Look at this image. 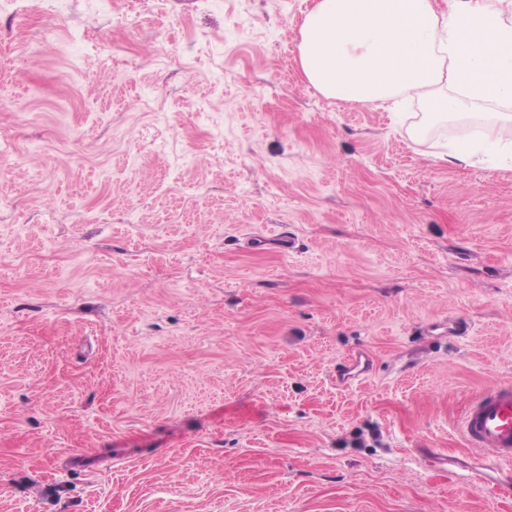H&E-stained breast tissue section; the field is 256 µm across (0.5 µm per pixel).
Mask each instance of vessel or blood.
Wrapping results in <instances>:
<instances>
[{"label": "vessel or blood", "mask_w": 512, "mask_h": 512, "mask_svg": "<svg viewBox=\"0 0 512 512\" xmlns=\"http://www.w3.org/2000/svg\"><path fill=\"white\" fill-rule=\"evenodd\" d=\"M471 446L488 449L495 460L512 461V383L497 385L466 407L460 421Z\"/></svg>", "instance_id": "vessel-or-blood-1"}]
</instances>
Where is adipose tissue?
Returning <instances> with one entry per match:
<instances>
[{
	"label": "adipose tissue",
	"mask_w": 512,
	"mask_h": 512,
	"mask_svg": "<svg viewBox=\"0 0 512 512\" xmlns=\"http://www.w3.org/2000/svg\"><path fill=\"white\" fill-rule=\"evenodd\" d=\"M307 81L341 102L425 101L462 119L512 102V0H316L299 29Z\"/></svg>",
	"instance_id": "adipose-tissue-1"
}]
</instances>
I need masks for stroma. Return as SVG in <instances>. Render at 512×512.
<instances>
[{
  "label": "stroma",
  "instance_id": "35a3bbf8",
  "mask_svg": "<svg viewBox=\"0 0 512 512\" xmlns=\"http://www.w3.org/2000/svg\"><path fill=\"white\" fill-rule=\"evenodd\" d=\"M316 0H0V512H512L488 115L324 96ZM479 146L469 139L455 140L448 146V152L437 157V160L451 165L470 164L476 156ZM471 446L488 449L500 462L512 461V383L497 385L466 407L460 421Z\"/></svg>",
  "mask_w": 512,
  "mask_h": 512
}]
</instances>
